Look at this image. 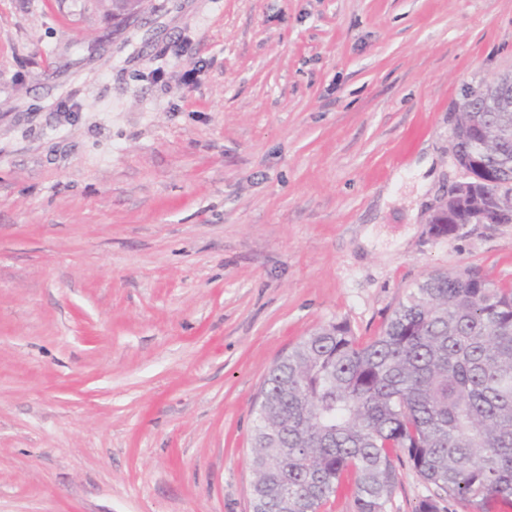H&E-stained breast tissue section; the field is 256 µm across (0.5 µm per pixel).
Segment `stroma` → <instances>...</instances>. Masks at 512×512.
<instances>
[{"label": "stroma", "mask_w": 512, "mask_h": 512, "mask_svg": "<svg viewBox=\"0 0 512 512\" xmlns=\"http://www.w3.org/2000/svg\"><path fill=\"white\" fill-rule=\"evenodd\" d=\"M506 74L512 0H0V512H251L303 336L512 287V224H430ZM434 492L399 464L387 512Z\"/></svg>", "instance_id": "1"}]
</instances>
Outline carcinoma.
<instances>
[{
	"label": "carcinoma",
	"instance_id": "carcinoma-1",
	"mask_svg": "<svg viewBox=\"0 0 512 512\" xmlns=\"http://www.w3.org/2000/svg\"><path fill=\"white\" fill-rule=\"evenodd\" d=\"M450 145L471 177L436 235L512 224L493 210L512 183V112L465 99ZM255 413L252 512H319L349 472L358 512H387L402 456L468 512L512 505V288L435 273L365 344L321 326L270 367Z\"/></svg>",
	"mask_w": 512,
	"mask_h": 512
}]
</instances>
